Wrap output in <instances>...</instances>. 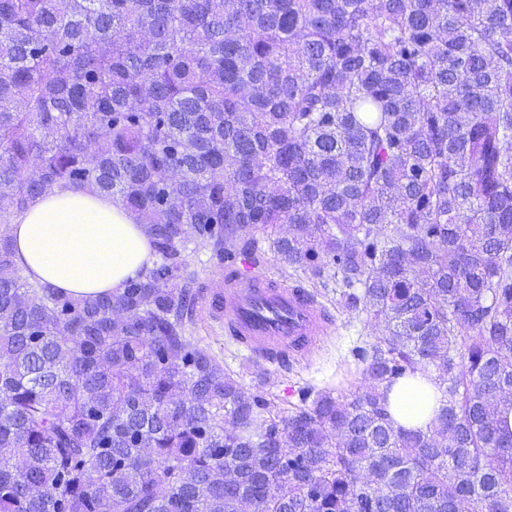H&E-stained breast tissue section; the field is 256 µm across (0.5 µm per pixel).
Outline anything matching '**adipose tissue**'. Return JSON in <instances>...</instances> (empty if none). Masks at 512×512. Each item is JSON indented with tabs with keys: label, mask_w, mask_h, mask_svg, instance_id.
Instances as JSON below:
<instances>
[{
	"label": "adipose tissue",
	"mask_w": 512,
	"mask_h": 512,
	"mask_svg": "<svg viewBox=\"0 0 512 512\" xmlns=\"http://www.w3.org/2000/svg\"><path fill=\"white\" fill-rule=\"evenodd\" d=\"M15 260L31 281L74 295L112 293L154 262L141 226L115 198L57 189L36 198L11 226ZM439 394L425 373L399 380L388 393L397 424L427 428Z\"/></svg>",
	"instance_id": "adipose-tissue-1"
}]
</instances>
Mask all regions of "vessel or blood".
<instances>
[{"label": "vessel or blood", "mask_w": 512, "mask_h": 512, "mask_svg": "<svg viewBox=\"0 0 512 512\" xmlns=\"http://www.w3.org/2000/svg\"><path fill=\"white\" fill-rule=\"evenodd\" d=\"M202 299L225 339L277 371L309 357L333 325L330 312L307 289L286 284L247 258L227 259L223 287L203 291Z\"/></svg>", "instance_id": "vessel-or-blood-1"}]
</instances>
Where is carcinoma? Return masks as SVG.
Instances as JSON below:
<instances>
[{
	"label": "carcinoma",
	"mask_w": 512,
	"mask_h": 512,
	"mask_svg": "<svg viewBox=\"0 0 512 512\" xmlns=\"http://www.w3.org/2000/svg\"><path fill=\"white\" fill-rule=\"evenodd\" d=\"M56 188L120 199L153 268L30 281L10 221ZM260 228L384 327L350 396L284 411L187 336V244ZM511 392L512 0H0V512H512ZM433 378L425 373L400 379L388 393L389 411L397 424L426 429L439 409Z\"/></svg>",
	"instance_id": "obj_1"
}]
</instances>
